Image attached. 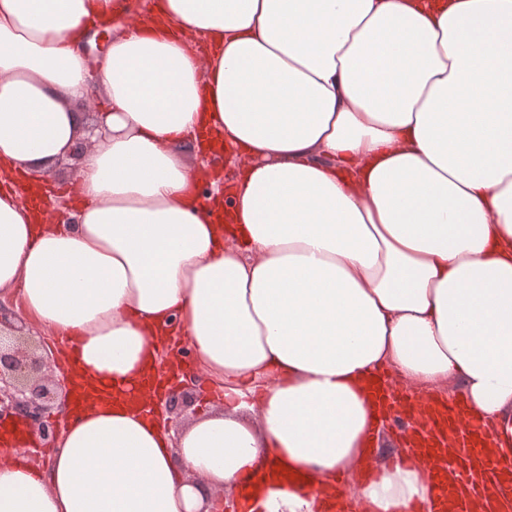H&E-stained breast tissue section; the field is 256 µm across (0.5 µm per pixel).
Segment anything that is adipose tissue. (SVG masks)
<instances>
[{
	"instance_id": "adipose-tissue-1",
	"label": "adipose tissue",
	"mask_w": 512,
	"mask_h": 512,
	"mask_svg": "<svg viewBox=\"0 0 512 512\" xmlns=\"http://www.w3.org/2000/svg\"><path fill=\"white\" fill-rule=\"evenodd\" d=\"M0 0V291L96 393L46 465L0 448V512H438L363 383L449 387L512 463V0ZM112 19L97 64L85 42ZM68 226L17 177L82 135ZM239 176L200 198L203 135ZM219 400L172 432V334ZM281 478L261 475L267 461ZM292 482H284L286 474ZM345 476L337 488V476Z\"/></svg>"
}]
</instances>
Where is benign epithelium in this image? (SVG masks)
<instances>
[{
    "mask_svg": "<svg viewBox=\"0 0 512 512\" xmlns=\"http://www.w3.org/2000/svg\"><path fill=\"white\" fill-rule=\"evenodd\" d=\"M50 360L47 341L20 334L13 325L0 329V418L16 415L28 421L38 441L53 443L62 422L47 419L58 392L38 378L44 362ZM185 407L182 394H168L157 403L163 416L179 417Z\"/></svg>",
    "mask_w": 512,
    "mask_h": 512,
    "instance_id": "benign-epithelium-1",
    "label": "benign epithelium"
}]
</instances>
